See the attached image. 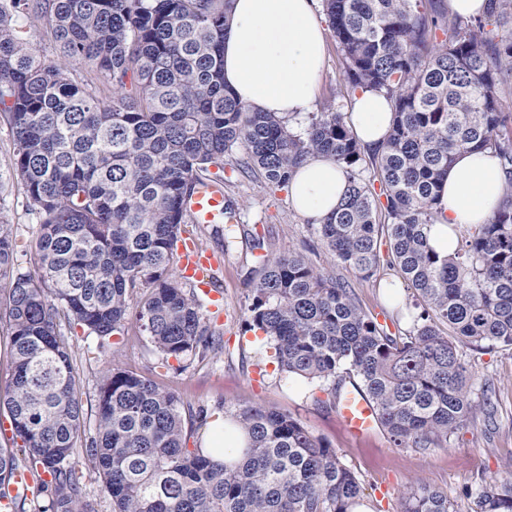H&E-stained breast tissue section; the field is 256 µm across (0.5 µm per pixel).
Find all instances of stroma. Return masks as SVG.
<instances>
[{"instance_id": "stroma-1", "label": "stroma", "mask_w": 512, "mask_h": 512, "mask_svg": "<svg viewBox=\"0 0 512 512\" xmlns=\"http://www.w3.org/2000/svg\"><path fill=\"white\" fill-rule=\"evenodd\" d=\"M343 55L334 35L326 37V58L319 77L314 111L348 112L352 94L343 76ZM224 194L240 214V230L232 247L224 245L220 224H189L185 234L202 249L220 253L224 264L217 274L224 292L226 317L220 326L224 348L206 359L186 357L162 361L147 336L129 327L116 336L111 355L98 353L81 328L66 329L74 372L80 383L85 428L95 425L97 382L109 361L149 376L175 393L185 412L198 413L221 403H256L287 412L314 436L336 448L342 462L362 480L365 512H396L407 489L427 487L456 498L467 484L512 474V351L477 352L464 348L463 357L478 378L495 386V414L477 415L459 429L444 448H399L384 430L361 438L350 434L336 416L319 383L294 380L281 372L272 358L265 336L245 326L250 289L254 280L252 233L264 236L273 254L290 250L303 253L318 268L347 281L357 303L391 333L403 334L413 326L404 303H392L376 280H364L338 264L295 211L288 190L275 189L261 179L240 176L232 164L224 166ZM0 220L9 224L18 244L22 271H34L37 263L32 239L37 228L26 206L22 185H14Z\"/></svg>"}]
</instances>
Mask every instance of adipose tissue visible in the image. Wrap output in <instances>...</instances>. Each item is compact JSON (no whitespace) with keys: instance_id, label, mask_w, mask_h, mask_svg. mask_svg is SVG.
<instances>
[{"instance_id":"1","label":"adipose tissue","mask_w":512,"mask_h":512,"mask_svg":"<svg viewBox=\"0 0 512 512\" xmlns=\"http://www.w3.org/2000/svg\"><path fill=\"white\" fill-rule=\"evenodd\" d=\"M316 0H232L224 32V83L252 110L279 116L312 109L326 43L315 18ZM347 122L360 143L381 147L391 125V105L373 90L356 91ZM347 188L343 169L326 154L309 157L289 184L293 208L321 222ZM504 177L490 150L458 153L439 191L440 216L429 238L453 253L458 230L485 223L498 207Z\"/></svg>"}]
</instances>
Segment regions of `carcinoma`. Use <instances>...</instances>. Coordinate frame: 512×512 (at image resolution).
Listing matches in <instances>:
<instances>
[{
  "instance_id": "carcinoma-1",
  "label": "carcinoma",
  "mask_w": 512,
  "mask_h": 512,
  "mask_svg": "<svg viewBox=\"0 0 512 512\" xmlns=\"http://www.w3.org/2000/svg\"><path fill=\"white\" fill-rule=\"evenodd\" d=\"M230 0H0V109L8 114L13 179L36 215L38 272L16 266L0 224V327L11 377L0 393L11 446L0 445V490L29 474L35 512H96L83 461L111 512H352L361 479L336 449L288 413L224 406L222 421L246 437L233 460L186 446L178 397L112 362L100 376L94 433L61 323L78 326L106 354L134 322L176 359L223 346L196 289L173 269L197 185L243 175L287 188L308 156L325 153L348 179L344 198L311 225L336 261L363 279L392 268L413 290V328L386 333L349 284L290 251L252 237L258 278L246 326L271 342L280 369L332 383L337 399L362 389L398 447L442 448L492 383L460 354L512 350V117L500 83L512 79V0H488L464 20L445 0H322L344 55L347 88L390 100L383 147L364 149L331 108L297 132L252 112L224 85ZM39 22L62 60L45 63L17 25ZM443 39H437V33ZM491 149L505 176L497 210L441 256L429 228L439 182L460 152ZM217 168L213 173L210 168ZM380 184V193L372 191ZM238 226L227 202L224 247ZM443 327H438V324ZM26 453L17 462L13 447ZM512 512V478L462 487L459 500L423 487L400 512Z\"/></svg>"
}]
</instances>
